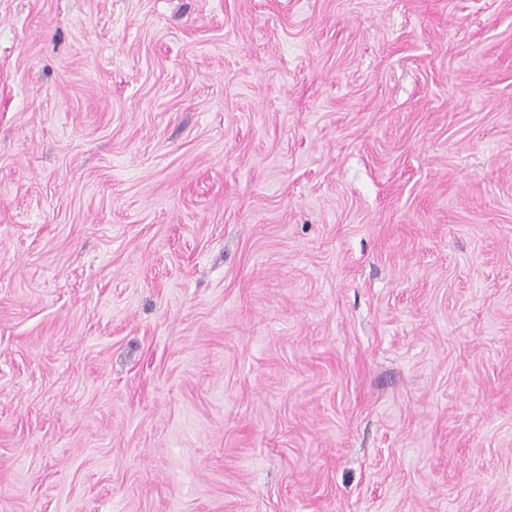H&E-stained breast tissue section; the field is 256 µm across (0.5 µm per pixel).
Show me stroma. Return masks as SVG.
<instances>
[{"label":"stroma","mask_w":512,"mask_h":512,"mask_svg":"<svg viewBox=\"0 0 512 512\" xmlns=\"http://www.w3.org/2000/svg\"><path fill=\"white\" fill-rule=\"evenodd\" d=\"M0 512H512V0H0Z\"/></svg>","instance_id":"1"}]
</instances>
